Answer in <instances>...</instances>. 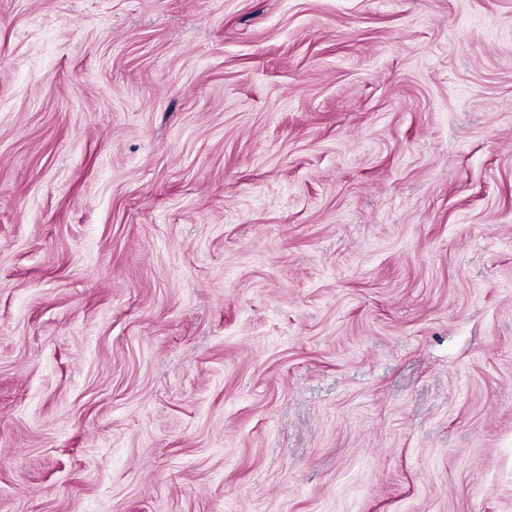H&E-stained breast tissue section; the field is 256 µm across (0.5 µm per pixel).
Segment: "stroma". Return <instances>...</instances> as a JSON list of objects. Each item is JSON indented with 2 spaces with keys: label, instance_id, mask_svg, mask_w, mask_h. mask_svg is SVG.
<instances>
[{
  "label": "stroma",
  "instance_id": "1",
  "mask_svg": "<svg viewBox=\"0 0 512 512\" xmlns=\"http://www.w3.org/2000/svg\"><path fill=\"white\" fill-rule=\"evenodd\" d=\"M0 512H512V0H0Z\"/></svg>",
  "mask_w": 512,
  "mask_h": 512
}]
</instances>
